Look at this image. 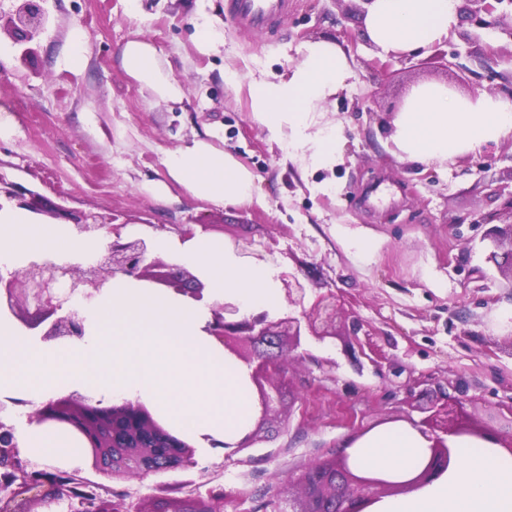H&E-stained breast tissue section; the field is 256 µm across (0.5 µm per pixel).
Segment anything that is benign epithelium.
Returning <instances> with one entry per match:
<instances>
[{"mask_svg": "<svg viewBox=\"0 0 512 512\" xmlns=\"http://www.w3.org/2000/svg\"><path fill=\"white\" fill-rule=\"evenodd\" d=\"M512 0H460L461 20L484 28H495L512 40V12L498 6ZM46 24L39 0H19L10 17V34L27 42ZM0 195L33 214L49 213L74 224L89 237H108L104 252L88 263L58 264L41 257L19 271L0 273V314L9 313L30 330H39L43 343L85 336L83 320L74 310L75 297L91 300L105 292L117 275L146 282L152 288L171 291L183 301L209 299L204 282L178 263L150 258L153 242L144 237L122 235L120 226L104 221L93 212L73 213L63 208H45L42 197L21 184L0 179ZM207 334L224 352L249 368L250 388L260 408L257 425L264 424L279 390L274 378L286 361H303L305 355H291L301 337L322 339L336 335L339 309L335 295L318 299L300 315L288 314L276 320L263 310L242 314L231 302L210 305ZM28 423L59 425L74 436L84 449V465L105 476L142 479L167 470L196 467L195 444L163 424L153 408L140 400L120 399L106 404L79 393L56 397L27 415ZM418 430L430 441L419 468L404 480H393L382 472L362 469L342 448L329 460L318 462L299 478L300 496L284 500L286 512H366L382 496L411 491L440 477L452 462L448 438L471 436L491 439L512 453V438L504 441L489 428L479 429L467 422L462 407L448 403L427 416ZM257 430L246 432L233 443L211 440L228 460L250 447ZM15 427L0 420V512H39L56 505L62 512H123L112 494L94 484L82 488L84 497H62L59 478L75 476L58 467L40 466L21 457ZM224 490L195 488L192 493L172 499L162 512H222Z\"/></svg>", "mask_w": 512, "mask_h": 512, "instance_id": "obj_1", "label": "benign epithelium"}]
</instances>
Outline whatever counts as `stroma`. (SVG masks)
Returning <instances> with one entry per match:
<instances>
[{
  "mask_svg": "<svg viewBox=\"0 0 512 512\" xmlns=\"http://www.w3.org/2000/svg\"><path fill=\"white\" fill-rule=\"evenodd\" d=\"M225 0H43L48 21L30 45L0 32V109L13 134L0 138V177L31 189L49 205L113 219L127 236L176 239V225L203 224L205 239L233 248L253 242L264 261L297 276L304 307L331 293L342 308L334 336L301 339L302 363L287 365L280 403L251 448L223 459L199 455V469L112 479L82 460H57L84 482L110 486L124 512H153L160 496L180 497L189 479L224 488L223 512H273L278 494L341 443L390 422L420 423L434 405L454 400L470 423L512 434V279L501 267L512 250L490 251L488 225L473 214L500 211L494 189L512 186V140L425 168L401 159L389 126L415 85L437 81L469 94L503 93L512 63L486 62L483 44L508 42L492 29L472 44L463 22L439 49L405 60L379 56L347 0H293L273 31L244 34ZM224 23V46L199 54L198 14ZM85 60L69 62L74 35ZM151 42L182 85L183 103L155 101L125 73L120 51L132 37ZM335 41L352 76L329 101V120L346 131L334 170L300 176L284 164L248 110L257 69L283 72L307 40ZM235 83L224 80L225 68ZM195 138L222 146L256 175L264 205H218L181 188L163 195L146 184L164 179L162 158ZM322 182L333 194L314 192ZM376 241L374 259L337 239Z\"/></svg>",
  "mask_w": 512,
  "mask_h": 512,
  "instance_id": "stroma-1",
  "label": "stroma"
}]
</instances>
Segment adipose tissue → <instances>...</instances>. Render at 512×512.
Masks as SVG:
<instances>
[{
	"instance_id": "ef3b65f1",
	"label": "adipose tissue",
	"mask_w": 512,
	"mask_h": 512,
	"mask_svg": "<svg viewBox=\"0 0 512 512\" xmlns=\"http://www.w3.org/2000/svg\"><path fill=\"white\" fill-rule=\"evenodd\" d=\"M457 0H372L362 20L378 53L411 54L447 39L457 25ZM296 60L281 74L260 71L248 85L249 111L269 143L299 173L334 170L344 153L341 123L326 118L325 105L351 76L346 55L332 41L301 42ZM126 74L152 91L158 101L178 103L181 84L159 62L155 47L135 37L121 49ZM512 138V101L498 95H461L438 82L417 85L396 112L389 139L402 159L426 166ZM166 182L191 197L224 205L263 204L253 172L233 154L206 139L169 151L163 158ZM158 248L174 249L177 260L204 269L211 295L236 303L248 314L279 303L277 272L266 265L246 266L223 246L203 239ZM99 251L62 228L33 223L23 210L0 208V269L21 268L36 254L64 262L86 261ZM358 465L403 477L414 471L429 442L411 425L389 423L344 440ZM455 462L438 480L397 498H384L370 512H512V454L489 440L452 439Z\"/></svg>"
}]
</instances>
